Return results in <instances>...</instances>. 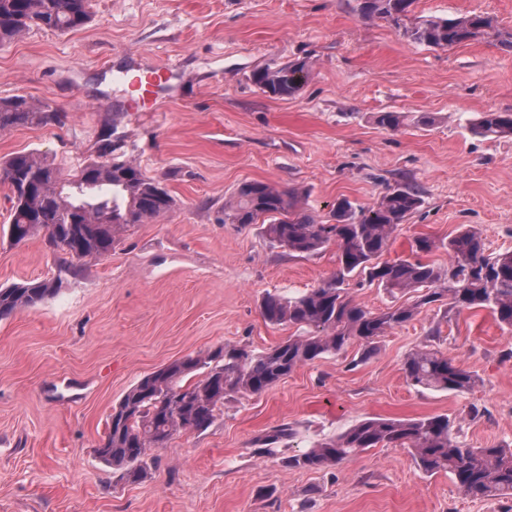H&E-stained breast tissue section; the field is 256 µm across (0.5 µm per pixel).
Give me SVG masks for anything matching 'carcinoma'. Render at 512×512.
Here are the masks:
<instances>
[{"mask_svg": "<svg viewBox=\"0 0 512 512\" xmlns=\"http://www.w3.org/2000/svg\"><path fill=\"white\" fill-rule=\"evenodd\" d=\"M92 0H0V44L33 27L61 33L77 30L92 18ZM416 0H360L365 18L384 19L399 26ZM496 30L500 45L512 51V30L495 29L483 14L447 19H421L404 29L413 42L446 49ZM309 76L305 60L289 62L253 75L262 92L293 97ZM62 125L64 115L47 103L23 96L0 100V131L21 125ZM473 130L484 136L512 135L511 112H483ZM0 184L10 203L8 236L20 243L45 232L49 248L63 264L112 252L116 237L130 224H142L168 213L174 199L159 181L146 176L126 157L122 139L106 138L99 155L70 171L35 153L16 152L0 159ZM422 204L410 184L389 188L373 205L357 207L348 199L336 202L330 220L319 221L297 207L294 192L264 182H247L224 206V223L260 225L263 232L290 254L310 256L336 246L337 269L317 287L298 296L267 295L261 303L264 320L288 323L303 336L260 353L226 343L205 356L175 360L143 376L112 410L102 445L95 454L122 470L135 483L147 474V450L163 448L180 431L204 432L235 395L265 392L298 367L326 355H338L358 342L364 354L377 349L388 331L414 320L421 309L448 300L445 314L487 308L497 321L512 327V252L486 253L482 233L465 228L439 242L429 236L414 239L412 259L381 262L393 234ZM444 249L448 267L425 260ZM390 294H414L415 300L371 312L344 288L352 277ZM57 290L54 280L24 281L0 288V319L34 308ZM407 382L432 391L463 393L478 376L458 366L444 353L423 346L403 362ZM454 422L446 415L405 420L370 418L335 437L314 443L286 458L292 468L319 470L349 461L361 453L388 445L409 448L427 474L445 471L472 498L512 495V447L464 448L453 436ZM296 436L281 424L255 440L256 453L271 454L278 444Z\"/></svg>", "mask_w": 512, "mask_h": 512, "instance_id": "1", "label": "carcinoma"}]
</instances>
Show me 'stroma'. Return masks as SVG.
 Returning <instances> with one entry per match:
<instances>
[{
    "instance_id": "1",
    "label": "stroma",
    "mask_w": 512,
    "mask_h": 512,
    "mask_svg": "<svg viewBox=\"0 0 512 512\" xmlns=\"http://www.w3.org/2000/svg\"><path fill=\"white\" fill-rule=\"evenodd\" d=\"M359 0H92L65 34L33 28L0 45V100L46 102L66 123L0 131V157L37 151L70 168L108 128L175 204L123 229L111 255L60 271L42 236L0 234V287L60 279L54 296L0 320V512H512V496L475 499L452 475L423 473L409 449L372 448L320 470L284 457L367 418L445 414L468 448L512 443V329L490 310L444 318L438 307L303 365L259 395L230 399L205 432L150 449L136 483L94 454L124 393L174 360L227 343L261 352L295 335L266 323L267 294L298 295L336 268V249L299 257L258 226L224 223L237 187L262 181L304 194L327 218L337 198L372 204L409 182L422 206L387 252L414 238L478 228L486 251L512 252V136L471 130L482 112H512V53L495 37L450 49L366 19ZM493 16L512 30V0H416L412 20ZM297 59L311 76L293 97L263 93L255 71ZM182 63L180 97L147 111L120 70ZM401 113L396 129L376 113ZM431 344L478 375L464 394L415 388L405 357ZM288 423L274 455L257 437Z\"/></svg>"
}]
</instances>
